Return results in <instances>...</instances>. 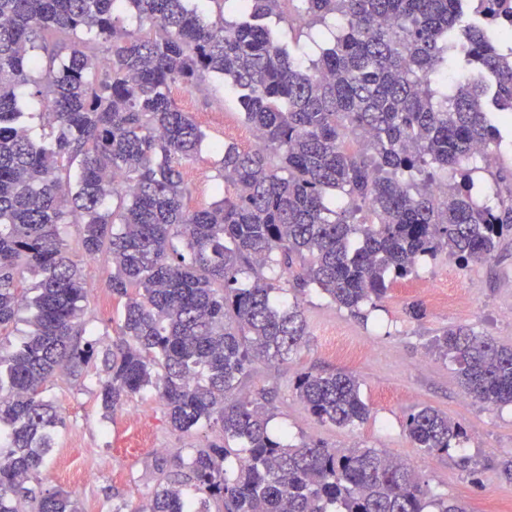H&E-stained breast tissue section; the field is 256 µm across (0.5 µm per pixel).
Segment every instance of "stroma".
<instances>
[{
	"mask_svg": "<svg viewBox=\"0 0 512 512\" xmlns=\"http://www.w3.org/2000/svg\"><path fill=\"white\" fill-rule=\"evenodd\" d=\"M172 96L210 141L242 151L255 147L251 129L222 84L208 80L181 85L173 88ZM220 160V154L207 150L201 160L185 164L184 176L195 188L192 206L212 202ZM66 238L86 289L85 338L106 347L118 321L108 283L109 257L83 256L76 225H67ZM457 289L465 291L466 303L451 307L432 299L433 294L444 297ZM413 302L423 305V319L409 316L407 307ZM298 304L308 329L303 346L287 359L255 362L241 387L247 396L266 394L273 436L292 444L305 440L336 449L379 448L408 463L435 493L465 504L468 512H512V480L500 467L512 459V407L473 404L463 393L453 364L429 349L434 336L456 325L512 346L511 235L504 236L492 257L482 262L464 266L445 253L422 260L411 275L393 281L386 298L364 321L338 308L317 289L300 296ZM340 340L361 348V356L338 357ZM336 371L353 373L361 383L370 413L360 425L342 428L320 422L294 393L298 375ZM96 392L91 376L48 386L46 395L57 405L63 424L56 429L53 448L35 480L38 489L74 493L82 512H136L164 480L157 468L159 460L189 456L216 437L207 428L189 433L172 430L154 390L134 395L111 414L103 413ZM424 405L462 424L468 438L461 447L442 455L416 448L407 419ZM80 449L87 452L91 475L73 484L60 477L57 463ZM464 457L476 462V474L462 467Z\"/></svg>",
	"mask_w": 512,
	"mask_h": 512,
	"instance_id": "stroma-1",
	"label": "stroma"
}]
</instances>
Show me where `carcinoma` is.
<instances>
[{
    "label": "carcinoma",
    "instance_id": "obj_1",
    "mask_svg": "<svg viewBox=\"0 0 512 512\" xmlns=\"http://www.w3.org/2000/svg\"><path fill=\"white\" fill-rule=\"evenodd\" d=\"M208 2L234 19L208 21L199 0H0V512H81L71 493L31 483L63 424L46 385L90 373L107 413L151 387L173 430L219 429L138 512H210L212 500L223 512H468L380 449L272 438L265 397L238 393L253 361L305 342L298 303L277 294L316 287L362 318L420 259L483 261L512 233V175L480 204L468 169L491 166L495 111L512 110V0H296L304 28L337 30L306 64L268 24L284 0ZM49 30L71 36L67 55ZM208 76L227 82L258 143L224 146L221 196L191 209L182 166L208 136L172 88ZM34 117L47 137H31ZM67 224L85 256L111 260L119 323L101 352L80 342L86 292ZM430 350L472 401L512 406V347L454 326ZM294 389L323 423L369 416L350 373H304ZM407 430L430 455L467 440L432 407Z\"/></svg>",
    "mask_w": 512,
    "mask_h": 512
}]
</instances>
